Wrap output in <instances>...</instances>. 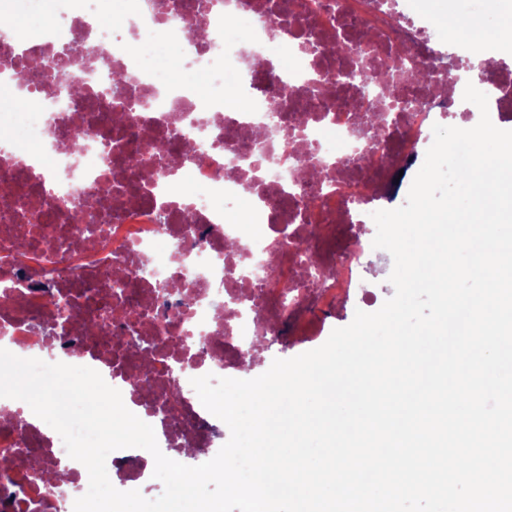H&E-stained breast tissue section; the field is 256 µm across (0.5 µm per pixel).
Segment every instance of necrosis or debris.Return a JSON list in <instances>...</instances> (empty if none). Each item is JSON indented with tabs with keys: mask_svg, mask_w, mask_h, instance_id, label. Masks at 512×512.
I'll return each instance as SVG.
<instances>
[{
	"mask_svg": "<svg viewBox=\"0 0 512 512\" xmlns=\"http://www.w3.org/2000/svg\"><path fill=\"white\" fill-rule=\"evenodd\" d=\"M189 2L112 0L108 24L103 0H54L53 23L39 26L0 0V281L19 286L0 292V348L95 369L179 455L210 431L193 378H241L259 337L302 341L311 312H333L361 288L365 219L382 199L362 169L391 181L412 168L439 109L461 96L439 94L444 73L382 90L376 57L338 61L327 46L359 26L402 72L444 51L466 59L503 23L483 13L476 35L443 50L431 41L436 20L411 0H203L202 34L190 38ZM64 53L80 74L68 94L35 68ZM168 59L179 73L165 79ZM370 103L392 109L375 146L354 132ZM133 152L144 177L132 175ZM309 158L318 178L301 174ZM88 201V219L74 223ZM118 265L134 284L122 301ZM62 296L93 335L60 316ZM133 336L152 349L148 389L117 350ZM1 406L7 512H73L88 489L79 462L30 407Z\"/></svg>",
	"mask_w": 512,
	"mask_h": 512,
	"instance_id": "obj_1",
	"label": "necrosis or debris"
}]
</instances>
